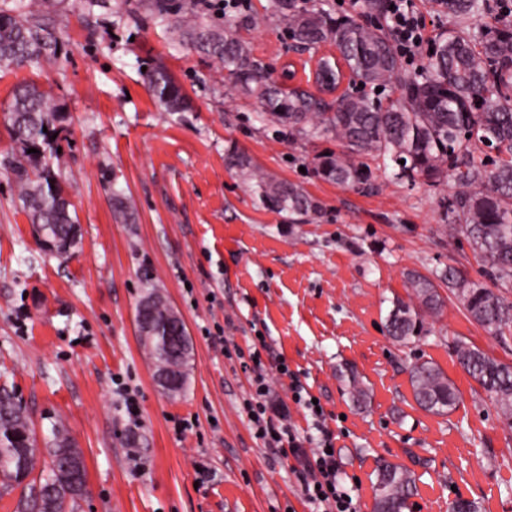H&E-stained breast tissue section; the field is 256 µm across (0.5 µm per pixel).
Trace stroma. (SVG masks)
<instances>
[{
    "label": "stroma",
    "mask_w": 512,
    "mask_h": 512,
    "mask_svg": "<svg viewBox=\"0 0 512 512\" xmlns=\"http://www.w3.org/2000/svg\"><path fill=\"white\" fill-rule=\"evenodd\" d=\"M35 3L57 60L0 70V111L17 86L34 84L67 113L54 165L80 239L66 259L43 251L0 166V383L26 406L37 437L60 422L80 449L87 492L72 512H310L294 459L272 458L243 410L251 374L237 353L259 335L271 347L263 373L298 434L311 419L291 401V378L319 399L357 512H373L383 460L413 475L408 512H449L457 499L512 512V426L453 350L462 340L512 365V333L490 337L444 286L421 336L400 344L385 330L394 302L412 299L407 272L453 267L496 285L449 230L453 181L398 179L379 161L364 190L321 180L314 159L340 151L336 139L260 122L258 104L225 88L216 59L173 48L152 16L130 18L123 0H102L91 18ZM268 6L249 0L241 36L274 78L289 69L292 87L313 91L311 58L293 50ZM417 7L431 37L493 22L453 17L436 0ZM156 65L183 87L188 111L160 112L143 74ZM233 152L319 210L264 207L247 173L226 164ZM116 186L133 203L131 222L114 216ZM150 286L179 311L193 347L177 396L157 387L139 342L136 309ZM280 357L289 375L276 371ZM425 361L458 392L447 415L413 398L410 371ZM352 373L367 391L360 404ZM127 388L137 393V427L124 411Z\"/></svg>",
    "instance_id": "stroma-1"
}]
</instances>
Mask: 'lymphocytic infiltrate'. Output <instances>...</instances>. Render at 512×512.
Returning a JSON list of instances; mask_svg holds the SVG:
<instances>
[{
    "label": "lymphocytic infiltrate",
    "instance_id": "f902f5d3",
    "mask_svg": "<svg viewBox=\"0 0 512 512\" xmlns=\"http://www.w3.org/2000/svg\"><path fill=\"white\" fill-rule=\"evenodd\" d=\"M389 28L406 55H414L422 42V18L417 15L413 0H392ZM265 339H258L249 350V359L256 374L251 380L252 393L243 409L252 424L257 439L265 449L277 457H293L297 462L295 474L301 485V494L312 512H356L351 490L339 471L333 453L335 437L325 425L323 413L318 412L308 390L292 380L291 391L295 404L307 410L312 418L313 435L300 438L288 425V407L270 392L266 378L261 374L262 353L267 350Z\"/></svg>",
    "mask_w": 512,
    "mask_h": 512
}]
</instances>
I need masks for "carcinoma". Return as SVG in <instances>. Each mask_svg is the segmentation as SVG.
I'll return each instance as SVG.
<instances>
[{"instance_id": "1", "label": "carcinoma", "mask_w": 512, "mask_h": 512, "mask_svg": "<svg viewBox=\"0 0 512 512\" xmlns=\"http://www.w3.org/2000/svg\"><path fill=\"white\" fill-rule=\"evenodd\" d=\"M390 0H354L360 13L374 18L364 24L351 16L336 17L324 0H270L271 14L284 24L299 49L332 44L354 76L353 85L396 88L399 96L378 100L359 91L336 98L335 111L298 88L272 79L252 56L237 28L248 19L214 23L198 11L197 0H136L132 12L145 10L170 25L178 44L218 58L224 66V84L254 99L259 118L288 128L292 135L329 136L342 150L316 158L315 172L327 181L360 188L370 184L372 170L366 156L389 159L399 175L421 176L429 183L451 178L457 190L448 196L446 218L489 269L494 280L512 288V13L504 11L495 24L482 29L449 30L431 43L433 53L415 73L407 72L404 56L382 23ZM452 16L483 14L487 0H439ZM56 56V40L37 10L0 12V68L48 63ZM149 90L166 112H183L188 103L181 87L165 69L146 73ZM10 136L17 150L8 160L19 188V200L31 223L53 244L69 237L78 224L76 212L55 171L52 136L66 119L50 95L35 86L16 92L7 106ZM496 150L497 159L484 161L482 147ZM32 153H27V150ZM263 205L293 213L318 210V203L294 185L259 171L252 173ZM457 293L468 315L488 334L504 337L512 328V301L500 290L467 280L454 268L437 275ZM408 282L418 302L412 307L396 301L387 331L397 342L419 335L422 314L440 310L443 299L433 279L417 272ZM157 323L173 336L170 348L149 336L140 342L154 366L164 369L173 354L191 346L182 337L179 320L163 298H158ZM457 359L467 374L512 419V365L501 363L463 341L456 344ZM416 402L444 415L455 406L457 390L443 372L429 362L413 367L410 377ZM49 461L39 478L32 477L37 461L36 437L26 407L8 386L0 385V486L23 487L20 512H68L80 498L77 484L86 479L80 453L61 426L47 442ZM411 491L409 472L383 462L378 469L375 512H404Z\"/></svg>"}]
</instances>
